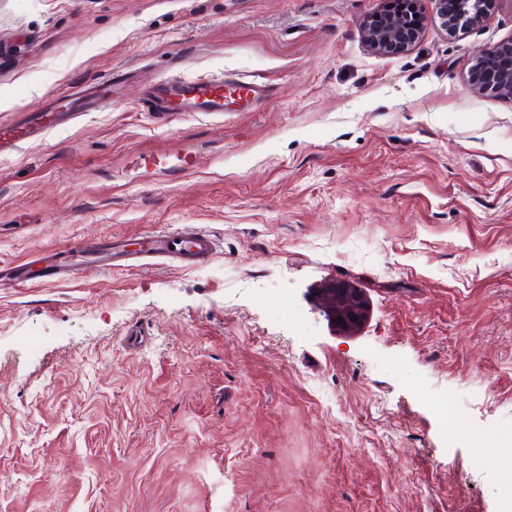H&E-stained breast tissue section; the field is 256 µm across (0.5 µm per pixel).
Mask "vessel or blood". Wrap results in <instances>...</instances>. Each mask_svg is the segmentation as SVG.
<instances>
[{"label": "vessel or blood", "mask_w": 512, "mask_h": 512, "mask_svg": "<svg viewBox=\"0 0 512 512\" xmlns=\"http://www.w3.org/2000/svg\"><path fill=\"white\" fill-rule=\"evenodd\" d=\"M120 87L116 80L91 83L74 98L45 100L16 120L0 124V156L12 153L23 143L43 139L51 129L66 125L84 113L99 111ZM263 92L261 85L244 79L229 84L221 79L169 77L150 86L148 99L164 117L177 118L192 112H221L227 100L249 103L262 97ZM65 253L68 263L55 267L54 275L59 280L95 269L140 266L148 260L198 266L215 257L217 244L205 231L180 226L147 236L131 251L125 249L123 241L103 238L94 243L75 241Z\"/></svg>", "instance_id": "b4317fda"}]
</instances>
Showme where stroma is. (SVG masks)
Listing matches in <instances>:
<instances>
[{
	"instance_id": "1",
	"label": "stroma",
	"mask_w": 512,
	"mask_h": 512,
	"mask_svg": "<svg viewBox=\"0 0 512 512\" xmlns=\"http://www.w3.org/2000/svg\"><path fill=\"white\" fill-rule=\"evenodd\" d=\"M388 4L0 0V123L125 81L0 157V263L184 224L218 246L0 288V512L512 504V98L467 87L512 0L458 36L417 0L418 43L377 54ZM178 74L270 95L159 122L144 85ZM446 389L479 397L433 414Z\"/></svg>"
}]
</instances>
